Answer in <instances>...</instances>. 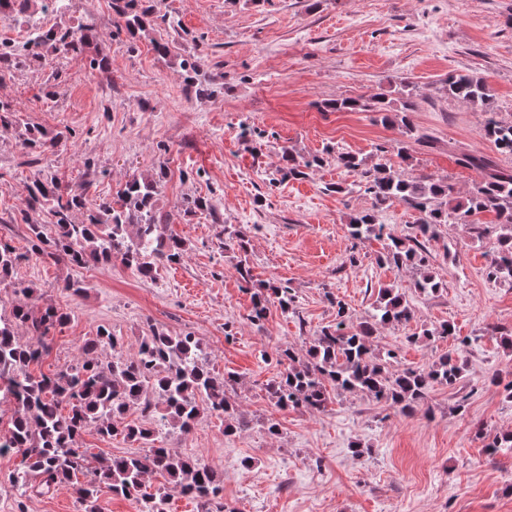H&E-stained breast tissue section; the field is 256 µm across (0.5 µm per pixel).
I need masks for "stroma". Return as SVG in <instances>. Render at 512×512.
I'll use <instances>...</instances> for the list:
<instances>
[{
  "label": "stroma",
  "instance_id": "35a3bbf8",
  "mask_svg": "<svg viewBox=\"0 0 512 512\" xmlns=\"http://www.w3.org/2000/svg\"><path fill=\"white\" fill-rule=\"evenodd\" d=\"M158 9L170 25L148 26L132 39L114 34L110 0H70L46 24L92 25L108 69L91 68L83 54L0 81V100L16 107L19 123L0 132V239L21 256L11 282L0 284V305L25 300L14 284H32L30 304L69 315L51 331L50 351L31 365L32 375L75 363L79 345L102 326L129 352L154 328L190 332L216 375H236L228 397L249 425L228 433L223 418L205 414L166 445L221 477L231 512H512V450L486 451L495 436L512 432L504 394L512 353L501 340L512 334V282L485 275L492 240L460 224L442 226L426 252L443 288L416 291L415 272L379 262L382 241L352 236L350 218L371 198L333 160L349 152L371 166L444 178L458 192L481 179L462 165L464 156L512 167V156L484 137L485 113L445 89L449 75L482 76L495 118L512 122V0H158ZM161 39L172 46L165 57L152 48ZM189 56L201 57L215 96L186 85L180 62ZM404 79L417 87L411 120L426 138L411 144L407 159L389 150L398 128L374 113L324 108ZM52 86L54 102L45 98ZM26 124L63 136L32 167L18 132ZM286 148L324 163L305 179L269 186ZM161 167L167 176L158 207L171 216L167 234L187 252L157 281L117 262L77 268L27 258L21 211L34 178L110 198L132 176ZM336 182L344 193L328 192ZM195 196L211 199L212 212L184 214L182 199ZM228 229L248 240L247 253L223 248ZM242 259L252 271L248 283L236 271ZM68 280L84 282L86 294L64 291ZM268 282L288 283L295 302L286 314L271 307L256 324L252 295ZM384 287L405 293L413 317L379 326L374 349L394 350L405 367L462 353L460 384L434 386L408 416L361 392H330L321 411L277 409L264 391L282 370L274 351L305 353L318 330L335 324L336 302L345 303L350 325L370 319ZM445 322L453 337L423 336ZM271 420L278 436L266 431ZM21 460L0 456V512H84L71 486L38 496L10 482Z\"/></svg>",
  "mask_w": 512,
  "mask_h": 512
}]
</instances>
